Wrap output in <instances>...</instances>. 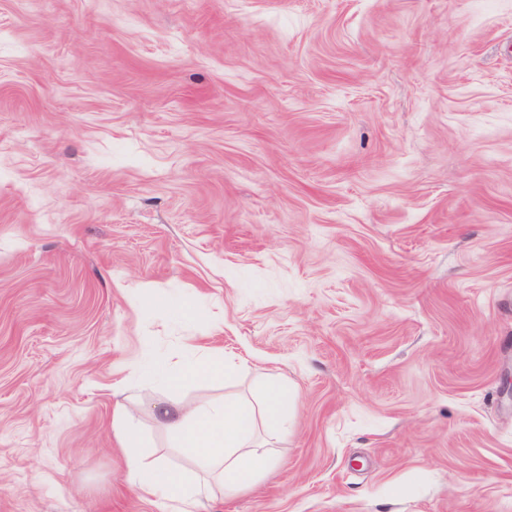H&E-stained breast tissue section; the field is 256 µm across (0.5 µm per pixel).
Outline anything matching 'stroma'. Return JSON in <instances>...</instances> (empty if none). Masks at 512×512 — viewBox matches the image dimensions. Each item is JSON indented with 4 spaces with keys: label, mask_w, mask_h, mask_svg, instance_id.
I'll list each match as a JSON object with an SVG mask.
<instances>
[{
    "label": "stroma",
    "mask_w": 512,
    "mask_h": 512,
    "mask_svg": "<svg viewBox=\"0 0 512 512\" xmlns=\"http://www.w3.org/2000/svg\"><path fill=\"white\" fill-rule=\"evenodd\" d=\"M270 382L200 512H512V0H0V512H179L154 404ZM294 405L288 402L279 386L269 385L265 391L259 414L266 428L273 433L288 429V420L294 416Z\"/></svg>",
    "instance_id": "1"
}]
</instances>
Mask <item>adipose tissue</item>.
Masks as SVG:
<instances>
[{"label":"adipose tissue","instance_id":"adipose-tissue-1","mask_svg":"<svg viewBox=\"0 0 512 512\" xmlns=\"http://www.w3.org/2000/svg\"><path fill=\"white\" fill-rule=\"evenodd\" d=\"M295 408L277 385H269L260 408L237 400L204 401L185 409L175 401L157 408L158 419L177 440L179 448L195 461L188 476L162 462L127 458L130 480L142 494L183 503V512H196L210 497L215 484L233 494L254 484L260 475L257 422L273 433L286 431Z\"/></svg>","mask_w":512,"mask_h":512}]
</instances>
